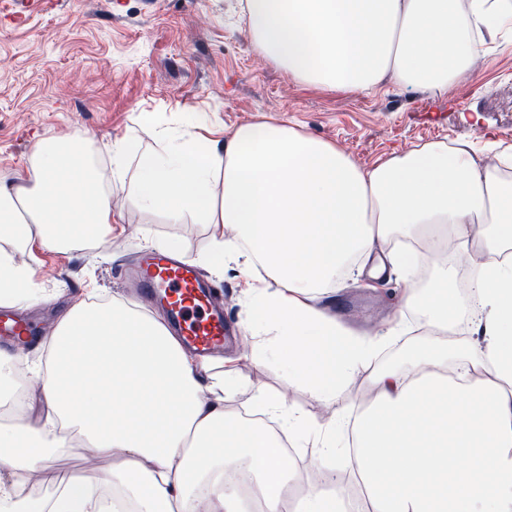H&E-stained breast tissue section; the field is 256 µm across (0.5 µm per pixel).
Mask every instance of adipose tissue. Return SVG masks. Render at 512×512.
<instances>
[{
	"instance_id": "1",
	"label": "adipose tissue",
	"mask_w": 512,
	"mask_h": 512,
	"mask_svg": "<svg viewBox=\"0 0 512 512\" xmlns=\"http://www.w3.org/2000/svg\"><path fill=\"white\" fill-rule=\"evenodd\" d=\"M252 45L299 83L339 93L384 86L432 93L474 76L486 37L512 49V0H245ZM135 158L136 204L171 223L191 216L221 224L203 261L245 262L253 334L279 359L289 383L328 400L364 378L368 405L318 424L283 394L252 388L268 425L241 420L226 401L241 389L235 369L202 385L208 358L184 347L161 318L88 295L59 319L47 362L33 370L47 411L24 416L11 401L20 352L0 351V512H94L113 488L134 512H245L225 473L246 469L266 512H282L299 477L281 438L315 449L314 466L351 470L355 512H512V179L478 170L465 148L437 140L368 168L335 144L284 121L240 126L214 148L185 130L157 145L125 140L103 174L82 143L39 141L31 187L0 180V305L33 302L29 268L13 254L97 242L112 230V193ZM418 242L431 258L417 287ZM484 254L471 267L470 299L450 283L449 249ZM371 278L402 270L406 288L389 329L408 332L419 314L426 341L401 363L378 361L379 342L317 306L358 260ZM470 339L460 343L458 320ZM81 436L112 467L100 480L79 472L51 493L20 498L29 473L51 472Z\"/></svg>"
}]
</instances>
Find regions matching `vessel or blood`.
I'll use <instances>...</instances> for the list:
<instances>
[{
	"mask_svg": "<svg viewBox=\"0 0 512 512\" xmlns=\"http://www.w3.org/2000/svg\"><path fill=\"white\" fill-rule=\"evenodd\" d=\"M117 264L142 300L163 305L168 326L183 341L202 353L219 350L228 334L224 314L211 299V286L185 258L145 254L135 260L120 257ZM31 325L15 317L0 318V337L9 341L30 338Z\"/></svg>",
	"mask_w": 512,
	"mask_h": 512,
	"instance_id": "1",
	"label": "vessel or blood"
}]
</instances>
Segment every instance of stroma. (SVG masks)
<instances>
[{
  "mask_svg": "<svg viewBox=\"0 0 512 512\" xmlns=\"http://www.w3.org/2000/svg\"><path fill=\"white\" fill-rule=\"evenodd\" d=\"M242 0H34L20 10L0 0V180L29 187V159L43 139H81L106 165L114 142L137 135L153 144L163 131L187 129L197 113L209 116L202 134L223 142L239 126L262 119L336 144L369 167L416 145L447 139L482 156L512 146V51L492 54L474 77L449 84L439 96L423 89L338 94L301 85L253 47L241 17ZM129 169L124 191L112 196V233L97 247L36 250L23 263L34 271L38 295L26 314L44 335L89 291L131 300L114 262V248L134 255L157 240L181 244L188 258L205 251L220 224L194 217L169 223L138 208ZM240 255L223 266L200 263L232 321L235 337L219 351L239 379L282 392L312 421L332 419L341 406L368 402L363 379L347 382L325 401L290 385L284 365L256 362L250 316L242 303ZM402 282L388 272L368 288L346 279L330 299L346 326L382 328L392 316Z\"/></svg>",
  "mask_w": 512,
  "mask_h": 512,
  "instance_id": "obj_1",
  "label": "stroma"
}]
</instances>
